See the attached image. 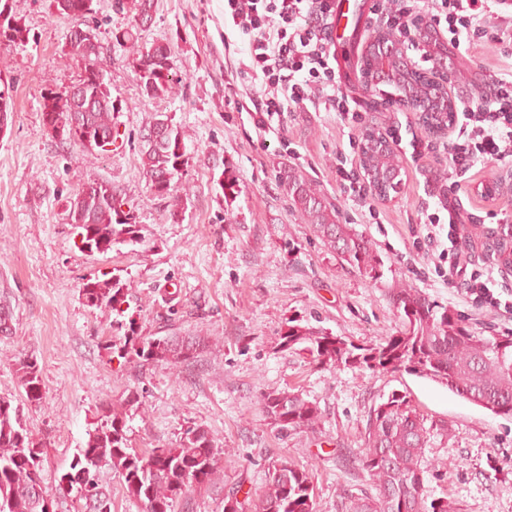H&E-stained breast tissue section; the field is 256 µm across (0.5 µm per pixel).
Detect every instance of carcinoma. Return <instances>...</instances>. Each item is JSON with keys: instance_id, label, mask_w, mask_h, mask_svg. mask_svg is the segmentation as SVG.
I'll use <instances>...</instances> for the list:
<instances>
[{"instance_id": "1", "label": "carcinoma", "mask_w": 512, "mask_h": 512, "mask_svg": "<svg viewBox=\"0 0 512 512\" xmlns=\"http://www.w3.org/2000/svg\"><path fill=\"white\" fill-rule=\"evenodd\" d=\"M60 14L78 26H90L92 10L86 0H50ZM154 0H135L136 19L122 34L126 42L138 39L137 18L153 15ZM0 41L25 45L29 31L18 20L0 23ZM84 61L88 99L76 103L63 95H42L43 117L59 121L78 108L88 133H112L113 112L117 111L105 82L100 48L72 46ZM171 48L156 44L137 53L139 80L149 96L170 95L174 86L169 60ZM449 106L440 99L430 106L427 127L441 128L447 122ZM149 130L157 137H144L141 161L148 188L157 197L171 196L178 181L170 178L177 166L187 164L186 152L172 120L158 119ZM378 136L368 133L364 143V165L378 175L375 189L384 193L398 173L393 150L377 148ZM278 178L293 206L306 215L324 245L349 268L377 280L383 260L371 239L350 224L338 220L336 210L297 168L284 167ZM83 200H70L69 218L92 250L106 254L112 247L138 242L134 218L121 217L122 202L103 182L88 184ZM486 256L501 266H512V225L504 224L481 241ZM89 308H108L124 313L127 288L108 279H88L80 288ZM389 299L401 319L397 334L384 342L360 346L345 336L322 328L291 325L282 336L281 347L307 352L310 363L323 369H358L375 373L411 371L429 378L496 416L512 417V336H486L470 328L461 314L431 301L412 288H392ZM218 346L212 337L198 331L188 336H127L121 356L154 364L176 366L190 362ZM21 399L0 396V512H47L43 485L41 445L31 437L23 417V406L43 402L41 373L36 360L27 357L17 363ZM261 411L281 431L306 433L321 420L318 406L293 390H272L259 398ZM142 408L140 394L131 390L118 404L101 410L94 429L80 449L75 473H67L70 484L78 485L80 497L89 502L90 512H111L110 494L99 484L97 472L107 467L123 482L126 495L141 503L143 512H174V502L190 487L208 484L218 472L224 448L207 429L185 430L178 445L169 448L137 449L127 436L128 421ZM427 418L412 408L406 397L393 392L368 411L364 448L358 469L366 474L376 495L364 494L351 501L350 512H457L454 501L429 498L425 485V454L431 438L448 435L444 421L426 424ZM224 512H316L314 488L307 472L283 459L268 471L264 490L253 500H239L236 492L224 496Z\"/></svg>"}]
</instances>
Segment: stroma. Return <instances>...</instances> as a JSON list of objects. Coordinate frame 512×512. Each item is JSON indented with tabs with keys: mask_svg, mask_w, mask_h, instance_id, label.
Listing matches in <instances>:
<instances>
[{
	"mask_svg": "<svg viewBox=\"0 0 512 512\" xmlns=\"http://www.w3.org/2000/svg\"><path fill=\"white\" fill-rule=\"evenodd\" d=\"M14 17L30 31L27 45L0 42V77L10 85L11 116L0 137V306L12 313L10 335H0V396L21 394L18 359L37 360L43 379L41 406L24 418L43 445L44 487L54 512H89L76 488L62 479L103 405L128 390L144 402L130 421L137 448L176 446L190 426H203L224 446L223 468L203 488H190L175 512H223L224 496L259 494L269 467L288 459L308 472L317 512H343L351 495L369 490L357 468L367 413L391 392L406 395L427 418L447 421V436L426 451L427 489L445 496L457 512H512V418L493 415L446 387L401 371L320 369L305 353L285 350L288 326L319 327L373 345L395 334L401 320L388 291L406 285L463 315L479 332L507 334L512 322L478 309L462 288L448 284V260L429 250L420 225L422 206L436 203L435 174L445 160L413 164L400 158L401 182L388 198L365 200L341 192L336 152L349 147V131L336 113L292 112L266 131L229 100L243 86L240 55H224V0H155L153 22L137 48L117 44L132 7L93 0L106 81L118 110L121 145L105 154L59 143L47 133L41 95L76 84L84 67L70 55V17L49 0H11ZM378 14L360 18L343 47V91L364 110V126L401 124L404 140L428 137L416 113L385 108L380 90H366L365 42L382 25ZM173 51L175 94L146 95L135 50L153 43ZM452 95H484L465 85L479 71L490 77L512 70V52L482 42L449 55ZM178 126L189 162L182 169L179 200L149 194L139 156L143 134L157 115ZM288 164L315 182L335 206L341 223L355 226L375 244L384 266L373 280L348 269L294 209L276 179ZM233 175L238 192L221 187ZM102 181L131 210L141 237L100 254L83 249L68 219L69 200L85 183ZM459 235L475 241L468 258H487L477 243L496 228L488 211L512 221V168L490 161L475 168L456 202ZM112 274L128 288L138 336L188 334L218 338L216 353L171 370L109 356L106 343L122 342L116 314L84 305L87 279ZM292 388L315 402L322 417L314 431L283 432L259 406L261 393Z\"/></svg>",
	"mask_w": 512,
	"mask_h": 512,
	"instance_id": "1",
	"label": "stroma"
}]
</instances>
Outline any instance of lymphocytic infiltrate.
<instances>
[{
  "instance_id": "1",
  "label": "lymphocytic infiltrate",
  "mask_w": 512,
  "mask_h": 512,
  "mask_svg": "<svg viewBox=\"0 0 512 512\" xmlns=\"http://www.w3.org/2000/svg\"><path fill=\"white\" fill-rule=\"evenodd\" d=\"M377 9L410 48H419L428 29L447 32L448 43L460 51L485 41L512 44L511 31L486 23L489 16L511 12L512 0H441L437 14L421 11L417 0L395 11L381 2ZM332 11V0H224V32L240 39L245 56L240 71L255 88L235 103L257 128L268 129L273 118L310 108L337 113L344 127L362 126V110L343 92L331 62L327 30ZM458 114L442 145L454 179L441 187L440 212L425 217V239L433 244L447 238L448 273L462 277L466 296L512 318V297L495 292L493 269L474 266L458 251V213L448 203L477 165L512 164V78L492 76L489 97L462 103ZM443 225L448 228L444 234L439 231Z\"/></svg>"
}]
</instances>
